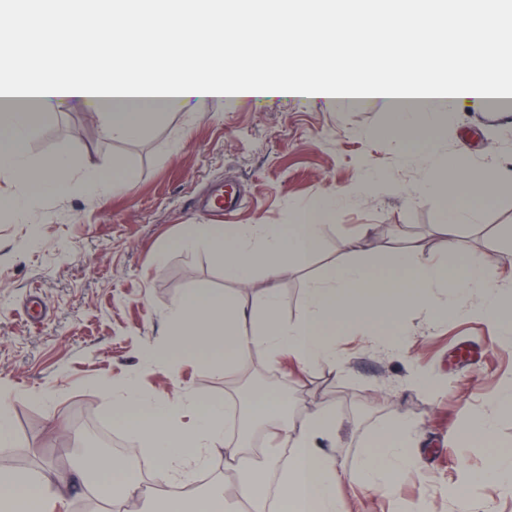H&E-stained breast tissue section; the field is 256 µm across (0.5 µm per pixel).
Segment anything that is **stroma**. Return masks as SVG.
I'll use <instances>...</instances> for the list:
<instances>
[{
	"mask_svg": "<svg viewBox=\"0 0 512 512\" xmlns=\"http://www.w3.org/2000/svg\"><path fill=\"white\" fill-rule=\"evenodd\" d=\"M249 68L232 60L219 73L260 81L281 68L299 82L333 81L334 63L321 70L265 53L250 56ZM438 159H453L460 172L483 169L512 157V111L460 103L440 116ZM32 164L67 153L108 168L123 160L130 185L101 197L81 187L62 195L34 197L25 221L0 220V392L14 395V439L9 446L20 470H52L67 490L58 512H77L87 499L75 485L76 443L67 435L70 416L87 413L126 445L135 436L112 420V399L99 382L131 380L157 401L190 390L206 404L223 402L224 374L194 359L160 367L144 352L167 343L168 310L185 289L198 285L249 303L267 287L256 272L250 287L225 280L224 268L207 248L170 246L187 224H220V215L193 211L190 201L214 184L241 188L236 224H293L299 209L321 196L356 184L363 174L377 182L367 198L338 200L311 264L279 280L282 318L299 314L306 281L346 259L378 262L391 252L421 243L425 255L444 252L440 226L449 206L447 191L418 193L429 171L419 146L394 130V110L380 99L344 105L320 92L312 95L249 96L200 107L187 101L161 108L130 139L102 131L97 107L57 102L26 147ZM370 225L359 252L346 244L359 225ZM512 227V183L498 188L475 224L457 234L459 260H492L512 249L499 235ZM386 332L403 331L404 346L388 350L375 337L348 328L336 331L346 359L341 373L303 372L291 359L271 368L255 359L250 376L267 375L256 396L288 386L307 409L330 406L342 424L330 454L345 467L340 494L354 512H512V488L481 479L490 459L512 452V415L497 397L512 386V342L477 317L427 321L411 309L386 318ZM405 415L416 425L411 451L418 467L402 474L385 495L358 493L354 483L371 450L373 429ZM485 415L494 421L491 441L469 449L459 428Z\"/></svg>",
	"mask_w": 512,
	"mask_h": 512,
	"instance_id": "1",
	"label": "stroma"
}]
</instances>
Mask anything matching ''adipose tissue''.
<instances>
[{
    "mask_svg": "<svg viewBox=\"0 0 512 512\" xmlns=\"http://www.w3.org/2000/svg\"><path fill=\"white\" fill-rule=\"evenodd\" d=\"M395 3V8L374 14L370 0H349L345 17L348 27L360 34L378 29L391 32L390 43H378L368 52L374 66L386 65L398 55L407 58V68L394 70L389 88L380 90V97L386 99L393 90L410 89L412 75L433 73L432 51H415L399 34L404 18L399 7L406 3L413 5L421 23L434 26L431 0ZM257 5L258 0H235L229 17L224 0H181L177 6L169 0H71L60 12L67 41L62 45L43 42L41 54L47 63L40 71H33L30 58L22 54L0 64V173L11 175L26 188L25 193L1 199L0 209L21 219L29 211L30 191L62 194L77 181L104 196L124 183L126 169L119 160L106 170L77 163L63 152L38 165L29 162L26 146L38 133L51 103H95L103 110L105 132L126 139L138 134L153 107H175L189 99L205 106L251 95L302 93V86L279 75L256 84L214 77L224 58L246 66L238 47L218 50L219 27L226 20L236 28L255 24L261 19ZM506 9L512 11V0H504L502 10L482 14L481 23L493 38L476 52L467 31L451 38L436 28L451 72L444 91L448 103L495 95L497 83L512 69L503 55L504 49L512 48V24L502 20ZM336 17L330 9L299 14L290 23L287 38L270 43V54H298L315 69L326 54L345 53V46L332 44L324 50L319 44L321 38L332 35ZM107 25L112 28V46L104 54L97 45ZM421 160L433 166L422 191L448 190L451 209L442 227L449 240L447 255L433 259L413 247L376 264H336L307 282L300 314L292 321L281 318L280 296L273 285L261 290L248 306L203 286L186 289L169 313L176 351L150 349L144 357L167 365L178 352L223 368L224 383L233 390L224 402L205 405L185 392L159 403L130 383L101 382L102 391L112 398L113 418L157 456L168 479L182 482L187 470L205 467L210 450L218 446L224 449L225 466L236 467L258 434L268 445H288L292 452L284 465L270 456L255 461L242 479L239 496L249 512H352L336 492L341 467L323 451L324 444L336 441L340 434L335 413L326 407L312 409L296 424L288 419L292 404L287 395L245 403L233 386L254 358L263 357L276 366L288 355L303 369L336 372L342 368L337 328L372 333L379 320L411 308L436 319L452 310L463 316L467 310L459 302L472 293L483 299L478 314L502 335L512 334V315L506 314L502 304L512 292V274H504L502 266L512 262V255L467 263L455 258L457 228L477 219L497 188L512 179V167L496 162L468 181L447 184L441 164L432 163L430 152H423ZM335 207V196L327 195L302 210L294 224H193L174 246L213 248L224 265L225 279L239 285H249L259 270L274 283L289 269L312 262L321 229ZM412 432L413 423L404 415L374 431L373 448L362 460L358 477L364 492L389 493L400 474L416 466L407 449ZM80 473L84 493L97 501H112L120 493L137 498L150 495L148 488L129 476L118 457H85ZM224 499L222 480H213L202 493L184 485L179 496L167 500L165 512H224ZM60 501L54 474L15 471L0 477V512H56Z\"/></svg>",
    "mask_w": 512,
    "mask_h": 512,
    "instance_id": "ef3b65f1",
    "label": "adipose tissue"
}]
</instances>
